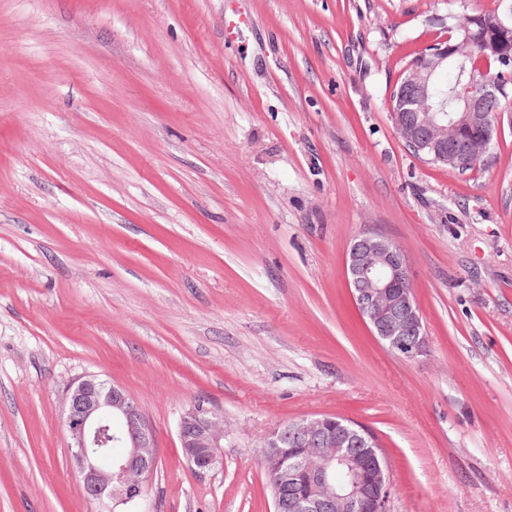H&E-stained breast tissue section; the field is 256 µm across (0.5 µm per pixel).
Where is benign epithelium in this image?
Returning <instances> with one entry per match:
<instances>
[{
  "instance_id": "7a95c632",
  "label": "benign epithelium",
  "mask_w": 512,
  "mask_h": 512,
  "mask_svg": "<svg viewBox=\"0 0 512 512\" xmlns=\"http://www.w3.org/2000/svg\"><path fill=\"white\" fill-rule=\"evenodd\" d=\"M494 26L495 40L486 46L509 62L512 28L501 20ZM451 56L447 48L418 56L390 112L399 138L434 164L485 159L501 116L504 89L492 81L471 86L450 112L430 105L431 84ZM345 276L356 308L391 353L407 359L426 354L407 259L394 241L372 231L357 235ZM114 421L123 426L121 456L102 451L112 441ZM64 425L87 498L114 508L137 503L157 460L153 429L137 400L120 386L84 376L65 391ZM178 439L188 463L208 472L222 460L224 416L198 399L181 413ZM260 455L275 480V512H389L387 459L373 434L352 421L322 416L282 424L264 439Z\"/></svg>"
}]
</instances>
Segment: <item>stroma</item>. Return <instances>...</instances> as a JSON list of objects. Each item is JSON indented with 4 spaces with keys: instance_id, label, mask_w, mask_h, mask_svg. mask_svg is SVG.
Returning <instances> with one entry per match:
<instances>
[{
    "instance_id": "1",
    "label": "stroma",
    "mask_w": 512,
    "mask_h": 512,
    "mask_svg": "<svg viewBox=\"0 0 512 512\" xmlns=\"http://www.w3.org/2000/svg\"><path fill=\"white\" fill-rule=\"evenodd\" d=\"M503 0H0V512H98L67 386L138 401L157 467L125 512H273L280 424L368 428L389 512H512V106L489 156L395 134L412 52ZM404 251L427 353L389 352L344 277ZM205 399L223 461L177 436ZM178 439L188 463L208 472L223 459L224 416L205 399L196 400L179 417Z\"/></svg>"
}]
</instances>
